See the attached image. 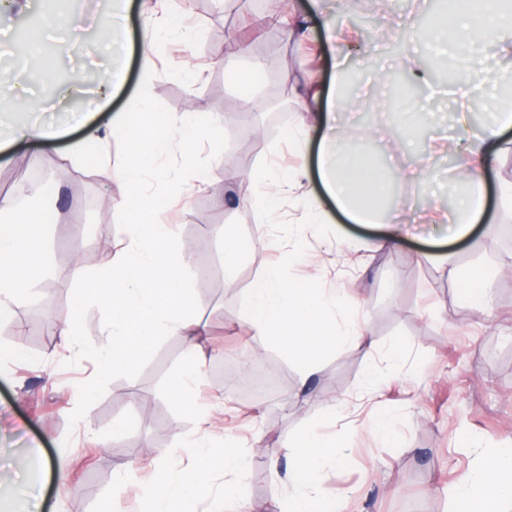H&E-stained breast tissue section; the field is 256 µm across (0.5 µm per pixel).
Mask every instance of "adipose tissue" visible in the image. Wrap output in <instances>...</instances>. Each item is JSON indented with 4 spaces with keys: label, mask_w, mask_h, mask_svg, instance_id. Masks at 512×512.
I'll return each instance as SVG.
<instances>
[{
    "label": "adipose tissue",
    "mask_w": 512,
    "mask_h": 512,
    "mask_svg": "<svg viewBox=\"0 0 512 512\" xmlns=\"http://www.w3.org/2000/svg\"><path fill=\"white\" fill-rule=\"evenodd\" d=\"M481 12L458 20L439 14L436 30L451 34L458 48L469 50L485 42L495 43L502 58L512 59V0H483ZM185 38L181 25L155 19L138 45L141 81L154 75V47L160 37ZM350 106L336 90L315 91L303 100V111L322 129L316 169H304L306 179L317 180L337 210L355 224H376L380 218L371 203L381 194L379 175L368 157L337 155L334 148L336 115ZM512 127V102L500 106L494 123L468 131L461 151L462 173L469 189L451 219L450 234L467 237L484 217V181L502 151L501 133ZM110 136L128 144L120 164L104 165L101 175L122 184L132 212L129 237L115 260L101 267L95 300L105 321L111 323V339L104 347L101 371L127 364L146 351L164 329H180L190 307L192 286L179 261L169 258L172 239L167 225L147 224L143 218L155 205L147 176L156 160L172 147L186 148L198 138L194 127L155 112L146 95H138L128 111L115 115ZM40 201L24 207L0 201V319L28 298L27 283L36 265L42 264V231L33 223ZM451 277L468 305L485 309L492 303L497 270L490 265L455 267ZM287 479L291 492L281 512H327L320 492L328 463L336 461L333 444L315 430L289 442ZM478 489L455 494V512H512V448L487 452L481 466ZM206 485L202 470L160 468L145 490L147 512H195Z\"/></svg>",
    "instance_id": "adipose-tissue-1"
}]
</instances>
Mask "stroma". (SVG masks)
<instances>
[{"label":"stroma","mask_w":512,"mask_h":512,"mask_svg":"<svg viewBox=\"0 0 512 512\" xmlns=\"http://www.w3.org/2000/svg\"><path fill=\"white\" fill-rule=\"evenodd\" d=\"M175 4L176 18L194 29L195 38L187 47L159 44L148 95L156 111L194 125L200 137L193 164H184L177 152L162 155L150 183L157 198L153 220L170 225L194 286L190 315L202 331L201 376L186 402L170 397L168 387L188 358L177 332L158 336L137 359L100 375L98 357L108 336L92 291L102 264L128 238L125 191L108 183L98 165L68 156L65 139L39 149L13 141L29 112L1 121L0 198L22 206L38 193L52 205L43 235L48 265L33 277L26 307L0 327V512L20 503L25 488L42 492L41 512H144L155 457L122 470L123 446L137 448L149 438L171 449L165 466L192 469L199 462L187 446L205 437L211 447L244 452L249 465L239 484L249 510L273 512L288 494V458L281 450L314 425L328 438L343 434L346 443L323 483L325 499L344 496L346 512H451L450 493L478 469L482 449L512 444V235L505 231L512 212L500 209L498 201L499 183L512 182V128L502 134L510 148L486 177L494 228L479 224L465 240L447 243L455 206L450 185L460 165L449 158L448 143L461 137L462 128L452 99L443 93L447 83L440 70L460 68L461 62L452 39L426 25L439 0H401L382 23L360 21L340 30L345 66L362 68L365 78L349 110L338 115L339 147L365 154L386 176L384 210L400 212L408 235L399 247L376 248L381 226L345 222L322 200L341 236L322 238L305 230V252L293 273L337 290L375 347L345 346L304 377L250 329L241 308L265 269L287 252L274 242L271 228H264L262 244L243 250L235 279H224L226 224L235 223L236 234L246 240L255 225L254 195L224 173L246 172L264 160L289 173V183L264 190L281 198L279 220H303L307 198L321 189L296 171L314 165L321 132L309 129L306 150L296 151L288 130L307 115L296 111L294 94L336 83V56L324 41L321 18L308 14V0H288L289 15L308 28L304 40L282 27L269 32L246 10L229 14L224 0H208L202 11L188 0ZM157 7L156 0H133L127 32L114 33L112 0H29L24 10L0 18V59L13 75L0 81V95L25 99L61 92L55 110L39 118L62 126L86 111L104 72L120 61L127 73L124 88L109 111L89 122L90 128L106 130L113 113L125 110L139 90L136 45ZM36 15L52 17L61 37L67 34L62 22L72 15L83 18L88 31L34 81L27 53L14 50L10 38ZM269 40L274 50L255 87L275 105L249 112L235 73ZM241 44L249 48L247 57L237 54ZM411 60L428 69L430 82L391 101L385 78ZM213 123L223 130L220 138L208 135ZM479 263L499 270L492 305L484 311L465 306L448 276L449 266ZM79 266L85 269L80 279L74 276ZM79 298L88 329L71 343L61 328ZM42 303L53 312L54 324L29 335V309ZM394 343L405 351L398 371L384 358ZM247 346L256 359L276 363L281 391L253 400L212 383L216 361L240 362ZM80 385L91 388L89 400L75 398ZM329 405L337 419L317 423V412ZM383 412L393 418L386 436L372 428ZM60 471L66 476L62 484L56 478ZM118 479L124 492L116 498L112 485Z\"/></svg>","instance_id":"stroma-1"}]
</instances>
